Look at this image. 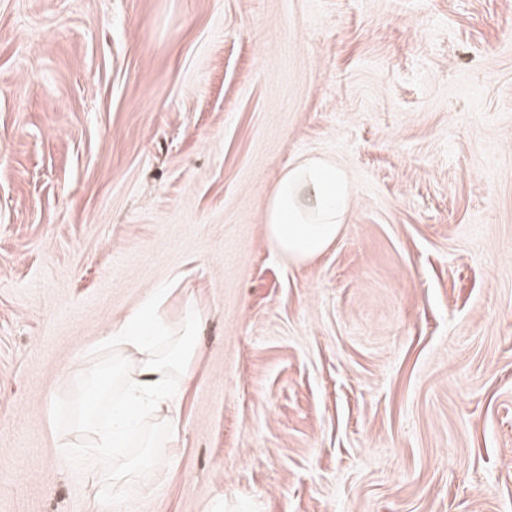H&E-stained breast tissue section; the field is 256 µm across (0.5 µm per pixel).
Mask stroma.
Masks as SVG:
<instances>
[{"label": "stroma", "mask_w": 512, "mask_h": 512, "mask_svg": "<svg viewBox=\"0 0 512 512\" xmlns=\"http://www.w3.org/2000/svg\"><path fill=\"white\" fill-rule=\"evenodd\" d=\"M307 156L355 196L296 267ZM152 288L177 444L89 463L76 377ZM144 502L512 512V0H0V512ZM352 201L349 178L335 162L299 160L282 173L267 205L268 247L290 266L313 262L336 244ZM196 321L181 319L167 323L163 336L169 338V351L172 361L181 369L183 378L189 375L195 360V348L192 336H195Z\"/></svg>", "instance_id": "1"}]
</instances>
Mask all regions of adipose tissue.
<instances>
[{
	"label": "adipose tissue",
	"mask_w": 512,
	"mask_h": 512,
	"mask_svg": "<svg viewBox=\"0 0 512 512\" xmlns=\"http://www.w3.org/2000/svg\"><path fill=\"white\" fill-rule=\"evenodd\" d=\"M352 201L349 178L335 162L320 157L299 160L282 173L267 205L264 231L270 250L291 266L313 262L340 237ZM169 296V289L152 290L144 306L114 324L103 340L114 351L108 369L122 380L123 393L113 401L108 416L87 414L77 423L78 431L98 451L123 447L129 426L145 412L163 423L168 434L177 430L178 413L167 390L169 374L175 367L185 374L191 370L196 322H165L169 339L165 353L141 332L146 316L165 321Z\"/></svg>",
	"instance_id": "ef3b65f1"
}]
</instances>
